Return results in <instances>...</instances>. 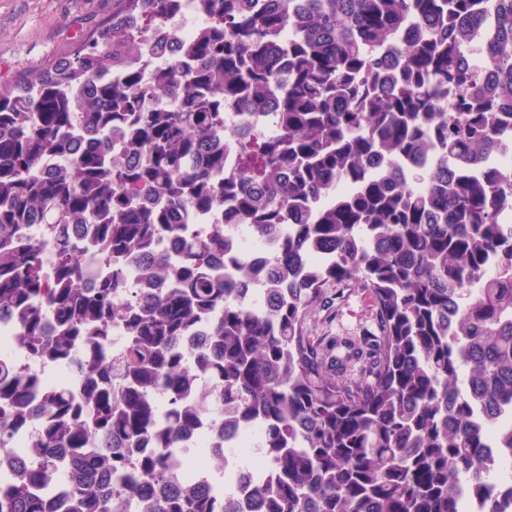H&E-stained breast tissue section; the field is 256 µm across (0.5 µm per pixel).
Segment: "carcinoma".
Masks as SVG:
<instances>
[{"mask_svg":"<svg viewBox=\"0 0 512 512\" xmlns=\"http://www.w3.org/2000/svg\"><path fill=\"white\" fill-rule=\"evenodd\" d=\"M115 2L0 89V314L20 341L0 354V448L41 411L39 462L0 475V512H51L53 469L67 512L160 483L149 512H239L231 475L188 488L174 457L201 376L222 431L261 433L262 512H462L497 466L481 421L512 409V170L483 165L512 130V0H193L205 28L148 77L181 0ZM488 14L484 81L464 58ZM226 99L277 104L232 182ZM428 149L446 164L417 188ZM241 224L276 250L238 252ZM346 284L375 331L313 339ZM78 351L64 392L47 372ZM484 512H512V481Z\"/></svg>","mask_w":512,"mask_h":512,"instance_id":"cac0c4a2","label":"carcinoma"}]
</instances>
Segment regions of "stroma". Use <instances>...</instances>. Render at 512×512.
Instances as JSON below:
<instances>
[{
    "label": "stroma",
    "instance_id": "35a3bbf8",
    "mask_svg": "<svg viewBox=\"0 0 512 512\" xmlns=\"http://www.w3.org/2000/svg\"><path fill=\"white\" fill-rule=\"evenodd\" d=\"M113 0H0V85L35 74L68 54L112 13ZM330 308L308 321L315 336H356L372 327L373 303L367 292L341 285Z\"/></svg>",
    "mask_w": 512,
    "mask_h": 512
}]
</instances>
